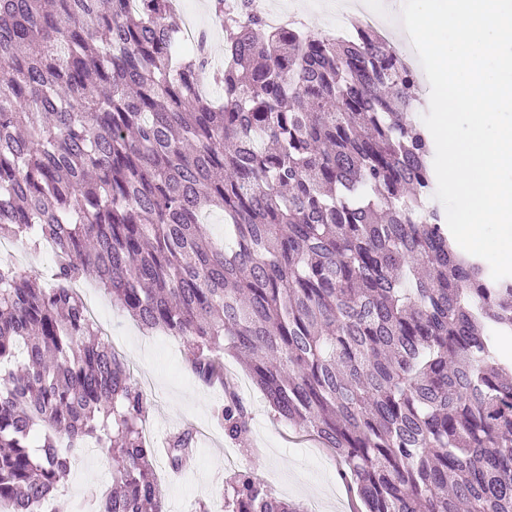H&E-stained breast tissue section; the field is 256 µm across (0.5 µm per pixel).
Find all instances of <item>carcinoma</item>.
Here are the masks:
<instances>
[{
  "instance_id": "cac0c4a2",
  "label": "carcinoma",
  "mask_w": 512,
  "mask_h": 512,
  "mask_svg": "<svg viewBox=\"0 0 512 512\" xmlns=\"http://www.w3.org/2000/svg\"><path fill=\"white\" fill-rule=\"evenodd\" d=\"M224 95L205 100L169 0H0V235L54 251V285L0 264V500L38 512L89 438L96 512H166L141 434L149 398L73 285L182 337L244 406L238 356L278 416L333 450L365 512H512V277L452 245L415 70L371 28L268 27L212 0ZM224 214L232 245L200 218ZM195 451L169 440V468ZM225 512H303L256 480Z\"/></svg>"
}]
</instances>
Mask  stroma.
I'll use <instances>...</instances> for the list:
<instances>
[{
	"label": "stroma",
	"instance_id": "stroma-1",
	"mask_svg": "<svg viewBox=\"0 0 512 512\" xmlns=\"http://www.w3.org/2000/svg\"><path fill=\"white\" fill-rule=\"evenodd\" d=\"M86 299L150 400L147 420L155 431V445L165 447L171 434L182 431L192 432L197 442L195 460L184 472L171 473L162 458L154 463L156 472L166 475L160 490L168 512H199L203 503L211 512H224L227 483L244 467L285 500L304 506L315 499L321 512H356L361 507L355 486L342 479L331 450L275 415L259 389L252 386L244 393L247 430L231 438L214 417L224 392L195 378L186 363L183 339L142 330L95 286H88ZM112 474L98 448L83 446L54 494L55 512H83L86 502L111 488Z\"/></svg>",
	"mask_w": 512,
	"mask_h": 512
}]
</instances>
